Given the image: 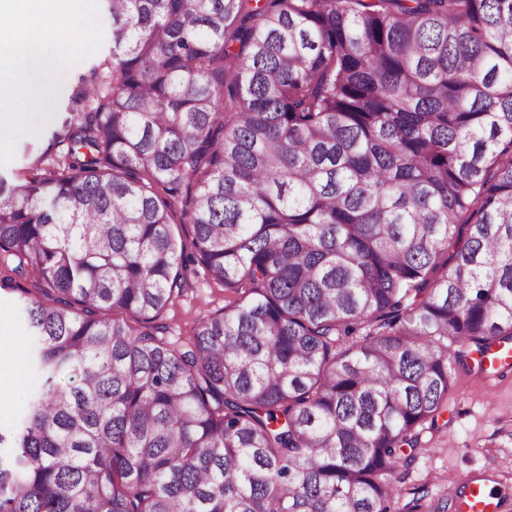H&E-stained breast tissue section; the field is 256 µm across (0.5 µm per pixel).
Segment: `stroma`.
Listing matches in <instances>:
<instances>
[{"label": "stroma", "mask_w": 512, "mask_h": 512, "mask_svg": "<svg viewBox=\"0 0 512 512\" xmlns=\"http://www.w3.org/2000/svg\"><path fill=\"white\" fill-rule=\"evenodd\" d=\"M91 60L73 66L57 98V110L39 134L20 138L13 159L0 171L12 174L32 165L39 157L64 153L65 144L54 139L73 108L72 99L90 80ZM232 295L214 283L203 267H196L190 285L164 315L166 339L182 343L191 336L198 319L224 307ZM12 341L22 383H0V427L13 426L26 409L30 395L40 384L30 364L32 341L14 292L0 290V338ZM456 388L448 397V410L435 429L425 430L414 450L415 460L399 471L401 502L423 492L419 512H434L437 500L448 502L447 512H458L464 494L461 479L473 474L485 477L499 512H512V370L486 381L478 366L460 370Z\"/></svg>", "instance_id": "1"}]
</instances>
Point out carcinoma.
Masks as SVG:
<instances>
[{"label":"carcinoma","instance_id":"cac0c4a2","mask_svg":"<svg viewBox=\"0 0 512 512\" xmlns=\"http://www.w3.org/2000/svg\"><path fill=\"white\" fill-rule=\"evenodd\" d=\"M98 2L97 103L0 174L40 378L0 512H393L512 342V0ZM194 263L235 299L174 344ZM512 367V347H497L491 352L486 360L484 373L488 377H494L501 374L503 369Z\"/></svg>","mask_w":512,"mask_h":512}]
</instances>
